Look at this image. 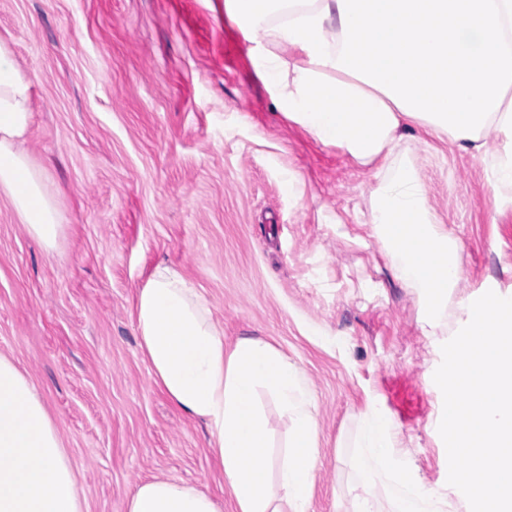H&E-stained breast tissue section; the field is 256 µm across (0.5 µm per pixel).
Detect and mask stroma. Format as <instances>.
I'll use <instances>...</instances> for the list:
<instances>
[{
	"label": "stroma",
	"instance_id": "stroma-1",
	"mask_svg": "<svg viewBox=\"0 0 512 512\" xmlns=\"http://www.w3.org/2000/svg\"><path fill=\"white\" fill-rule=\"evenodd\" d=\"M0 39L36 77L28 147L66 222L48 257L0 199V353L53 415L83 512H126L156 477L236 512L205 424L155 387L138 347L137 290L159 263L205 297L225 342L263 337L304 369L321 430L310 512H354L359 414L399 385L419 403L396 421L410 458L465 512L428 383L442 360L431 343L453 337L456 315L424 335L370 235L377 169L276 110L224 0H0ZM394 152L463 245L457 297L512 290V206L493 214L482 162L417 130Z\"/></svg>",
	"mask_w": 512,
	"mask_h": 512
}]
</instances>
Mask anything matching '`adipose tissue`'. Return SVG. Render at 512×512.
<instances>
[{"label":"adipose tissue","instance_id":"ef3b65f1","mask_svg":"<svg viewBox=\"0 0 512 512\" xmlns=\"http://www.w3.org/2000/svg\"><path fill=\"white\" fill-rule=\"evenodd\" d=\"M277 109L362 165L383 160L370 196L372 235L413 288L434 335L463 276L461 246L429 203L414 164L394 156L406 131L481 157L493 206L512 205V0H224ZM33 77L0 40V198L49 256L64 231L60 192L27 147ZM503 142L485 156L482 137ZM139 348L153 383L203 421L237 512H309L319 424L301 367L260 337L225 344L208 302L160 263L135 302ZM289 422L270 454L264 404ZM375 469L350 488L358 512H448V491L424 485L376 400L359 418ZM83 490L53 418L15 360L0 354V512H82ZM127 512H223L196 487L139 485Z\"/></svg>","mask_w":512,"mask_h":512}]
</instances>
